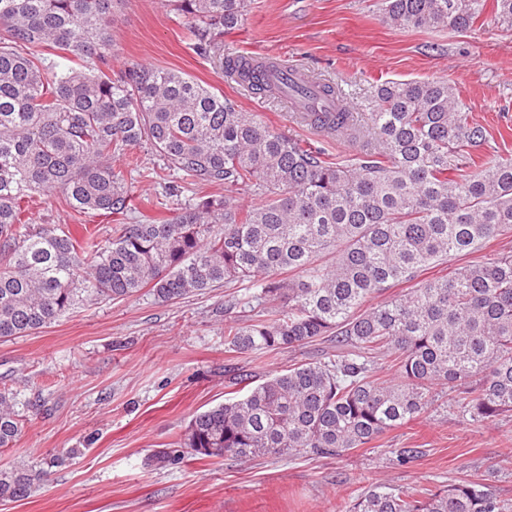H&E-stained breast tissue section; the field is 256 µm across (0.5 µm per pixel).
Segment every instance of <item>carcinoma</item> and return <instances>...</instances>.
<instances>
[{"instance_id":"1","label":"carcinoma","mask_w":512,"mask_h":512,"mask_svg":"<svg viewBox=\"0 0 512 512\" xmlns=\"http://www.w3.org/2000/svg\"><path fill=\"white\" fill-rule=\"evenodd\" d=\"M126 0H0V338L48 327L147 288L162 303L231 283L224 341L239 354L325 340L333 349L195 414L160 467L189 455L343 458L414 421L439 397L475 422L512 412V254L425 277L450 255L512 233V157L446 80L374 86L364 111L297 118L358 147L331 162L187 74L132 66L112 77V20ZM194 49L219 50L246 0H173ZM512 29V0H385L400 28H473L487 13ZM48 46L55 60L19 51ZM227 76L280 94L274 62L224 60ZM146 147L194 197L170 219L119 224L100 241L22 223L34 195L80 213L130 210L124 169ZM261 198L234 204L231 193ZM293 274L285 280L284 273ZM403 283L401 293L389 290ZM373 306H366L369 301ZM394 357L397 379H373ZM29 403L0 389V448L20 439ZM54 460L0 469V500L35 496ZM347 512H509L483 479L409 491L374 485Z\"/></svg>"}]
</instances>
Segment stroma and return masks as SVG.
I'll return each mask as SVG.
<instances>
[{
	"mask_svg": "<svg viewBox=\"0 0 512 512\" xmlns=\"http://www.w3.org/2000/svg\"><path fill=\"white\" fill-rule=\"evenodd\" d=\"M382 0H248L240 27L224 36L221 55L197 54L185 18L163 0H126L112 26L113 72L141 64L181 71L279 132L351 159L356 149L296 124L278 96L228 78L221 57H271L341 85L351 111L387 80L445 79L455 85L498 153L512 155V30L493 17L467 31L405 29L382 20ZM133 213L83 214L62 194L40 200L29 224L88 225L109 238L115 224L141 216L173 217L181 198L138 174L128 177ZM239 284L173 303L148 291L104 301L27 336L0 338V388L29 401L20 441L0 448V469L19 457L55 456L57 467L37 496L0 501V512H345L375 483L411 490L484 479L512 499V413L477 424L438 410L390 430L341 459L268 457L200 459L157 468L154 451L173 443L191 417L231 398L237 373L255 380L326 345L238 354L224 342L229 299ZM414 448L399 465L396 452Z\"/></svg>",
	"mask_w": 512,
	"mask_h": 512,
	"instance_id": "obj_1",
	"label": "stroma"
}]
</instances>
